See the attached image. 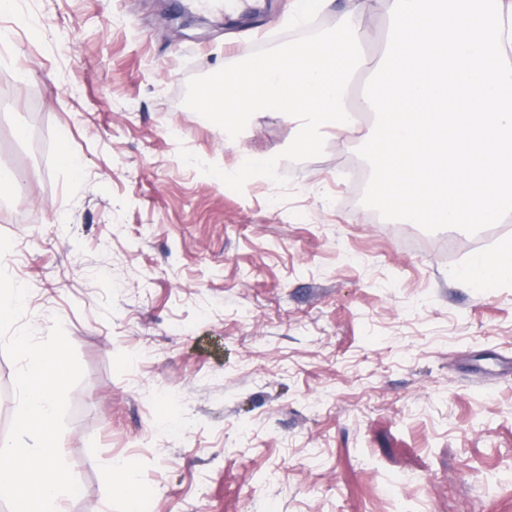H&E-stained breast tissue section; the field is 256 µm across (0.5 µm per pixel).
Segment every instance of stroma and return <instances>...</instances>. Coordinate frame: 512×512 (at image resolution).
I'll return each mask as SVG.
<instances>
[{"mask_svg": "<svg viewBox=\"0 0 512 512\" xmlns=\"http://www.w3.org/2000/svg\"><path fill=\"white\" fill-rule=\"evenodd\" d=\"M289 0H16L0 41L8 271L37 339L60 318L85 369L62 454L66 512H512V277L471 282L499 235L429 233L361 203L356 141L235 192L295 137L268 113L229 140L189 77L290 40ZM136 471L137 461L130 457L113 463L106 474L107 482L111 487L117 486L124 490L129 503L128 511H136L137 491L134 482Z\"/></svg>", "mask_w": 512, "mask_h": 512, "instance_id": "obj_1", "label": "stroma"}]
</instances>
